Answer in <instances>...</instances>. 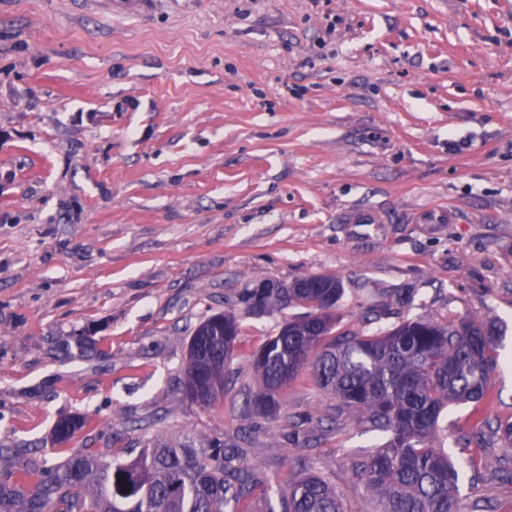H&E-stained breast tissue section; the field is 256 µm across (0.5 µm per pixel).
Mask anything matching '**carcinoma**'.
Returning <instances> with one entry per match:
<instances>
[{
    "instance_id": "1",
    "label": "carcinoma",
    "mask_w": 512,
    "mask_h": 512,
    "mask_svg": "<svg viewBox=\"0 0 512 512\" xmlns=\"http://www.w3.org/2000/svg\"><path fill=\"white\" fill-rule=\"evenodd\" d=\"M342 294L334 276H312L289 288H254L247 303L265 310L277 303L302 305L308 313L286 322L254 353L259 378L253 410L280 407L288 385L305 371L319 387L339 399L336 415L353 410L386 441L356 468L379 502L377 512H463L459 482L470 466L434 445L441 414L459 402L486 399L500 365L497 340L478 322L406 318L380 332L334 334L335 309ZM239 326L230 315L214 314L191 337L203 357H232ZM188 357L185 397L203 409L224 398L192 393L217 382L224 371L202 370ZM85 419H60L58 443L77 438ZM39 480L27 488L0 482V512H239L253 496V512H344L335 488L309 473L276 496L273 486L228 461L224 443L200 435L184 443L147 441L126 462L86 443L63 461L38 462Z\"/></svg>"
}]
</instances>
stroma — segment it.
<instances>
[{
  "label": "stroma",
  "instance_id": "stroma-1",
  "mask_svg": "<svg viewBox=\"0 0 512 512\" xmlns=\"http://www.w3.org/2000/svg\"><path fill=\"white\" fill-rule=\"evenodd\" d=\"M333 275L337 331L476 320L506 363L481 411L512 419V0H0V451L55 463L60 418L144 440L205 434L275 490L309 460L345 512L384 439L296 380L250 413L253 354L291 304L246 289ZM240 336L224 401H184L190 338ZM452 405L436 443L473 463L464 512H512V444ZM102 1L106 14L112 18L129 19L137 17L154 0H88L89 3Z\"/></svg>",
  "mask_w": 512,
  "mask_h": 512
}]
</instances>
